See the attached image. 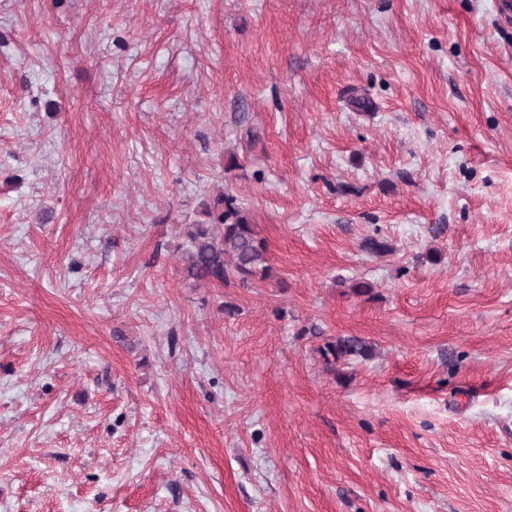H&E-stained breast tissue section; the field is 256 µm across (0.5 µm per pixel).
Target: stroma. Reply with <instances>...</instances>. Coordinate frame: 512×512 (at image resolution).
<instances>
[{"mask_svg": "<svg viewBox=\"0 0 512 512\" xmlns=\"http://www.w3.org/2000/svg\"><path fill=\"white\" fill-rule=\"evenodd\" d=\"M0 512H512L499 0H0ZM219 202L224 203V211L217 217L207 211L209 224L186 225L184 241L177 245L185 257L187 278L224 284L238 279L244 287L256 277L269 278L272 267L267 263L265 241L257 237L233 197L224 195ZM372 351L371 345L367 344L364 340L348 336L338 337L335 341L329 343L323 351V356L327 363H330L329 355L333 357V361H338L349 357H368Z\"/></svg>", "mask_w": 512, "mask_h": 512, "instance_id": "1", "label": "stroma"}]
</instances>
